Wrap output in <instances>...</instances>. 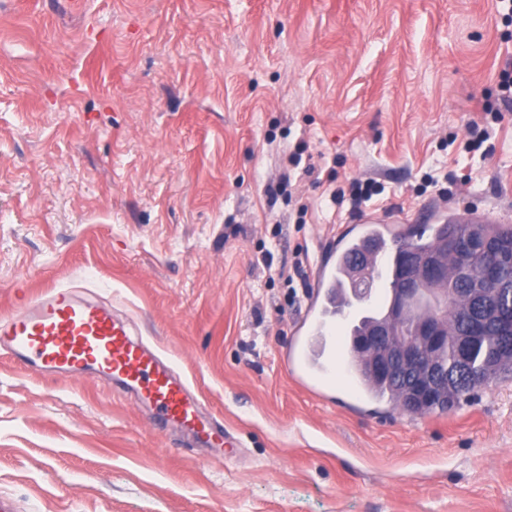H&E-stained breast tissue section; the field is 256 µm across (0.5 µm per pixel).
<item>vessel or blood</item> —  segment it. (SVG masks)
<instances>
[{
	"instance_id": "1",
	"label": "vessel or blood",
	"mask_w": 512,
	"mask_h": 512,
	"mask_svg": "<svg viewBox=\"0 0 512 512\" xmlns=\"http://www.w3.org/2000/svg\"><path fill=\"white\" fill-rule=\"evenodd\" d=\"M336 264L318 274L323 301L307 323L306 339L295 341L286 357L291 370L323 384L336 379L344 356L336 350L343 336L331 316ZM0 349L39 371L73 377L88 374L116 383L148 407L157 424L183 429L208 447L224 445V426L207 418L202 402L151 350L130 336L128 325L108 306L80 298L74 289L51 287L19 311L0 318Z\"/></svg>"
}]
</instances>
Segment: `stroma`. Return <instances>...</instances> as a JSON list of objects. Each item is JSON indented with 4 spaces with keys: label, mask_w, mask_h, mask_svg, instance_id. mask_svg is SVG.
<instances>
[{
    "label": "stroma",
    "mask_w": 512,
    "mask_h": 512,
    "mask_svg": "<svg viewBox=\"0 0 512 512\" xmlns=\"http://www.w3.org/2000/svg\"><path fill=\"white\" fill-rule=\"evenodd\" d=\"M510 59L500 0H0V314L105 302L236 442L0 350V501L512 512V377L415 416L283 362L362 217L512 224Z\"/></svg>",
    "instance_id": "stroma-1"
}]
</instances>
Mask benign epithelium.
Returning a JSON list of instances; mask_svg holds the SVG:
<instances>
[{
  "label": "benign epithelium",
  "instance_id": "7a95c632",
  "mask_svg": "<svg viewBox=\"0 0 512 512\" xmlns=\"http://www.w3.org/2000/svg\"><path fill=\"white\" fill-rule=\"evenodd\" d=\"M507 243L473 230L451 229L432 251L402 248L401 267L384 318L367 324L354 350L371 376L398 386L402 409L422 415L445 392H452L439 354L448 348V311L464 321L456 350L464 358L489 330L512 333V278L503 262ZM378 256L366 251L352 262L351 294L366 301L379 278ZM458 285L461 304L448 300V281Z\"/></svg>",
  "mask_w": 512,
  "mask_h": 512
}]
</instances>
